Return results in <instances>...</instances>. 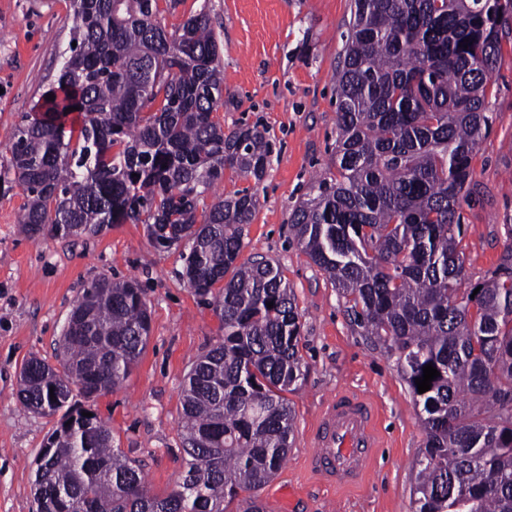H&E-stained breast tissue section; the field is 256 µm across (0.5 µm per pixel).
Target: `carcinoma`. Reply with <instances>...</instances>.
<instances>
[{"label":"carcinoma","mask_w":512,"mask_h":512,"mask_svg":"<svg viewBox=\"0 0 512 512\" xmlns=\"http://www.w3.org/2000/svg\"><path fill=\"white\" fill-rule=\"evenodd\" d=\"M158 2L71 0L76 46L60 55L54 100L42 95L15 125L0 181L27 194L17 224L29 238L112 224L147 225L158 250L188 237L183 279L202 297L222 284L224 338L187 373L183 471L152 495L112 430L71 404L75 390L93 398L130 375L150 334L147 303L134 280L84 288L60 367L31 358L20 371L24 407L61 415L39 454L36 512H226L242 492L243 512H264L254 492L292 447L285 393L304 376L295 296L273 260L239 261L257 190L204 204L226 168L260 184L270 144L212 118L224 74L209 14L170 33ZM511 20L512 0H353L335 74L336 176L313 182L288 220L420 407L413 512H512V224L500 267L464 288L458 213ZM428 364L440 376L420 394Z\"/></svg>","instance_id":"carcinoma-1"}]
</instances>
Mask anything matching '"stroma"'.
Returning <instances> with one entry per match:
<instances>
[{
	"instance_id": "stroma-1",
	"label": "stroma",
	"mask_w": 512,
	"mask_h": 512,
	"mask_svg": "<svg viewBox=\"0 0 512 512\" xmlns=\"http://www.w3.org/2000/svg\"><path fill=\"white\" fill-rule=\"evenodd\" d=\"M207 8L220 42L224 105L214 112L225 129L255 126L271 146L261 183L225 169L208 201L257 187L258 212L245 228L242 259L277 262L301 315L304 377L288 400L295 413L293 446L259 492L266 512H411L423 446L419 409L394 356L354 325L325 274L296 245L288 224L313 177H330L336 138L333 79L351 18V0H159V17L175 30ZM69 0H0V148L13 137L19 113L31 111L56 81L71 37ZM490 131L472 161L475 195L459 208L467 284L495 270L512 224V33L492 74ZM27 197L0 186V512H35L36 460L55 418L25 409L17 396L23 362L53 360L71 309L85 285L100 277L136 280L151 315L149 343L119 387L76 396L112 429L114 445L140 466L150 493L174 489L184 452L179 420L184 377L222 338L213 304L187 287L178 249L153 247L142 224H115L97 235L33 240L17 231ZM372 398L382 437L366 481L338 490L308 468L316 420L343 390Z\"/></svg>"
}]
</instances>
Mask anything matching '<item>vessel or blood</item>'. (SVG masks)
Here are the masks:
<instances>
[{
	"label": "vessel or blood",
	"instance_id": "b4317fda",
	"mask_svg": "<svg viewBox=\"0 0 512 512\" xmlns=\"http://www.w3.org/2000/svg\"><path fill=\"white\" fill-rule=\"evenodd\" d=\"M376 418L368 398L352 391L336 394L318 423L311 469L332 485L361 483L380 446Z\"/></svg>",
	"mask_w": 512,
	"mask_h": 512
}]
</instances>
